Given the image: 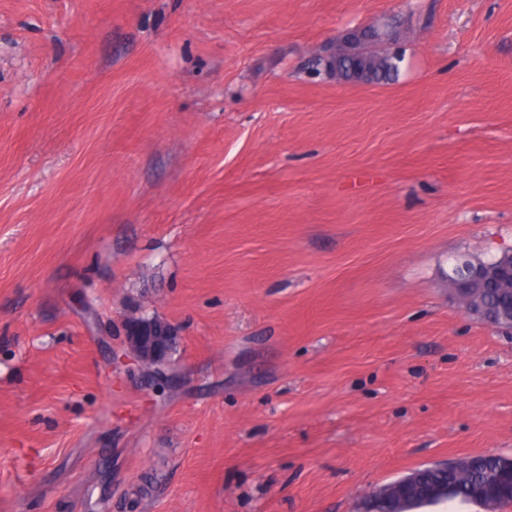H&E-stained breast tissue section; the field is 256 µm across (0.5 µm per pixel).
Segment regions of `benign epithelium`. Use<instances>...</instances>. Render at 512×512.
<instances>
[{"label":"benign epithelium","mask_w":512,"mask_h":512,"mask_svg":"<svg viewBox=\"0 0 512 512\" xmlns=\"http://www.w3.org/2000/svg\"><path fill=\"white\" fill-rule=\"evenodd\" d=\"M401 27V21L394 19L378 34L371 28L336 34L321 49V56L333 63V69L323 67L313 71V75L338 78L342 51L351 44L383 41L392 48L396 47L402 38ZM447 278L454 299L463 302L469 316L495 330L503 324L512 328V249L502 252L489 263L458 256L449 268ZM491 294L496 297V306L488 319L485 300ZM122 332L124 340L121 347L112 350L111 368L117 371L134 364L148 382L163 376L169 368L173 341L169 336L170 325L129 317L122 323ZM456 475L457 468L446 463L425 467L381 487L374 496L388 504V512H404L413 497L430 488L448 492V486Z\"/></svg>","instance_id":"benign-epithelium-1"}]
</instances>
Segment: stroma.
I'll use <instances>...</instances> for the list:
<instances>
[{"mask_svg": "<svg viewBox=\"0 0 512 512\" xmlns=\"http://www.w3.org/2000/svg\"><path fill=\"white\" fill-rule=\"evenodd\" d=\"M432 10L396 80L329 37ZM512 0H0V512H358L512 456ZM168 323L152 383L109 360ZM448 288L456 301L473 319L499 330L501 324L512 328V249L489 263L458 256L448 270ZM495 295L496 306L487 320L486 298ZM491 321V322H490ZM457 465L443 463L434 467H425L421 471L413 472L409 476L393 481L377 491L374 496L378 500L386 502L388 511L384 512H405V506L410 500L424 494L430 488H436L446 493L448 486L457 475Z\"/></svg>", "mask_w": 512, "mask_h": 512, "instance_id": "1", "label": "stroma"}]
</instances>
